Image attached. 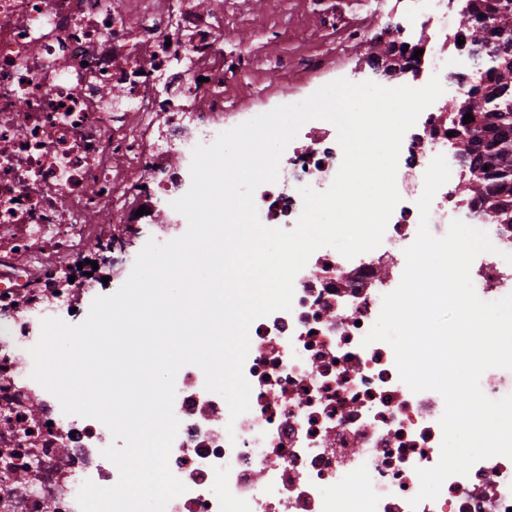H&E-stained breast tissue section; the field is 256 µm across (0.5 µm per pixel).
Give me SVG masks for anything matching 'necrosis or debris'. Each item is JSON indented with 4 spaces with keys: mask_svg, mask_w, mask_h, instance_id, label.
<instances>
[{
    "mask_svg": "<svg viewBox=\"0 0 512 512\" xmlns=\"http://www.w3.org/2000/svg\"><path fill=\"white\" fill-rule=\"evenodd\" d=\"M464 0H266L264 33L303 50L289 77L298 103L340 78L444 94L403 137L400 200L374 250L348 259L317 249L294 279L291 310L249 328L244 375L250 409L230 419L202 370L175 378L180 422L169 468L187 487L165 512H512V459L493 456L448 477L436 499L411 507L418 469L441 456L444 411L434 391L412 392L390 345L362 339L405 268L418 232L417 201L431 161L449 180L430 206L429 229L453 220L487 232L495 250L470 269L477 295L512 293V224L459 191L472 158L448 134V104L480 87L478 58L457 23ZM244 0H0V512H80L84 481L117 483L102 451L113 442L94 418L64 414L31 377L29 350L43 319L82 322L92 301L116 292L136 257L131 240L174 239L188 227L172 207L191 184L195 146L255 117L232 101L252 53L226 48ZM364 51L345 67L324 41ZM388 54L375 52V45ZM332 123L311 120L283 152L277 182L254 194L260 221L293 229L301 187H330L342 163ZM97 262L92 275L79 262ZM360 479L362 494L336 489ZM222 492H215V484Z\"/></svg>",
    "mask_w": 512,
    "mask_h": 512,
    "instance_id": "4bbe7bcc",
    "label": "necrosis or debris"
}]
</instances>
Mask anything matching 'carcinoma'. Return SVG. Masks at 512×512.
<instances>
[{"label":"carcinoma","mask_w":512,"mask_h":512,"mask_svg":"<svg viewBox=\"0 0 512 512\" xmlns=\"http://www.w3.org/2000/svg\"><path fill=\"white\" fill-rule=\"evenodd\" d=\"M477 10L471 4L462 25L485 54L484 74L492 88L463 106L474 121L463 125L459 136L462 151L476 158L468 190L481 198L491 217L512 224V0H490L481 17Z\"/></svg>","instance_id":"1"}]
</instances>
